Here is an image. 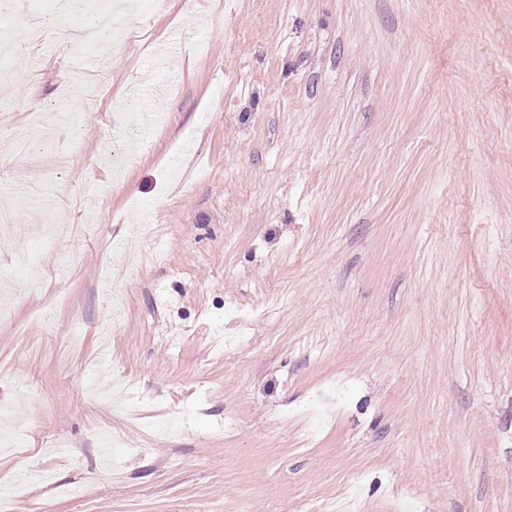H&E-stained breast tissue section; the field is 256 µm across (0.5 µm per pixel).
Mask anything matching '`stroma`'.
<instances>
[{"label":"stroma","instance_id":"stroma-1","mask_svg":"<svg viewBox=\"0 0 512 512\" xmlns=\"http://www.w3.org/2000/svg\"><path fill=\"white\" fill-rule=\"evenodd\" d=\"M89 22L0 12L11 512H512V0Z\"/></svg>","mask_w":512,"mask_h":512}]
</instances>
